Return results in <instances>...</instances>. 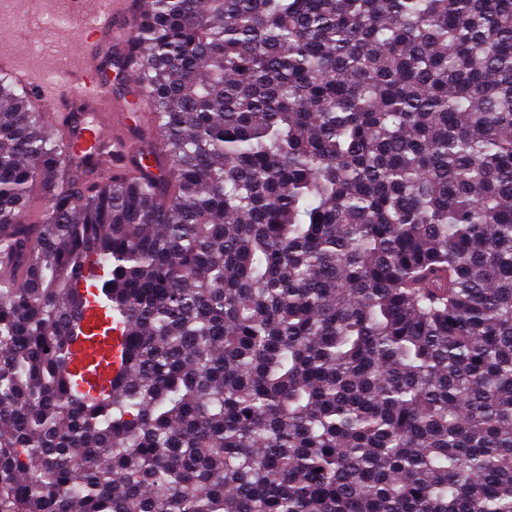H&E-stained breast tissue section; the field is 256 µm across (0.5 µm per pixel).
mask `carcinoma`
Here are the masks:
<instances>
[{"label": "carcinoma", "instance_id": "1", "mask_svg": "<svg viewBox=\"0 0 512 512\" xmlns=\"http://www.w3.org/2000/svg\"><path fill=\"white\" fill-rule=\"evenodd\" d=\"M145 2L121 168L0 75V512H512V0ZM105 310L93 299L86 307L84 317L78 327L79 332L72 337L70 348L74 353V364L76 367H93L100 363L98 372L101 376V383H109L123 373L125 368V336L119 326L113 327L109 339L99 344L88 338L89 328L105 320ZM106 352V361H101L103 353Z\"/></svg>", "mask_w": 512, "mask_h": 512}]
</instances>
